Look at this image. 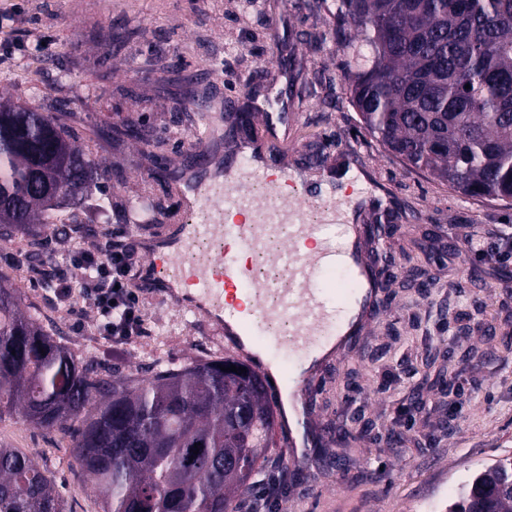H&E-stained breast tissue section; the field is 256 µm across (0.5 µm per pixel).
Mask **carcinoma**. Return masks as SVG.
Masks as SVG:
<instances>
[{
  "label": "carcinoma",
  "mask_w": 512,
  "mask_h": 512,
  "mask_svg": "<svg viewBox=\"0 0 512 512\" xmlns=\"http://www.w3.org/2000/svg\"><path fill=\"white\" fill-rule=\"evenodd\" d=\"M336 39L352 54L349 102L371 138L408 170L512 205V0H336ZM107 180L49 113L0 104V238L39 235L49 195ZM230 365L244 363L103 375L23 310L0 272V415L68 436L102 512H231L271 454L274 414L259 376ZM510 477L505 455L448 512ZM0 512H66L38 462L2 443Z\"/></svg>",
  "instance_id": "obj_1"
}]
</instances>
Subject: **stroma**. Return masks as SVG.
<instances>
[{
	"instance_id": "1",
	"label": "stroma",
	"mask_w": 512,
	"mask_h": 512,
	"mask_svg": "<svg viewBox=\"0 0 512 512\" xmlns=\"http://www.w3.org/2000/svg\"><path fill=\"white\" fill-rule=\"evenodd\" d=\"M335 0H0V97L43 108L109 171L106 191L51 211L42 253L71 246L57 220L77 215L85 245L131 224L158 237L182 218L178 170L196 165L199 131L222 130L224 102L262 112L288 104V166L318 180L364 181L361 224L391 212L393 233L366 243L385 268L386 303L361 338L318 372L329 437L284 487L276 512H447L477 468L512 454V262L472 251L512 227V206L464 196L407 171L360 128L349 102V58L336 43ZM136 134H122L124 123ZM108 199L106 213L95 203ZM155 204L146 221L136 200ZM144 332L92 350L76 339L88 310L55 303L48 329L81 361L139 378L155 358L176 365L224 356L201 318L143 299ZM0 441L34 456L68 512H100L69 440L0 418Z\"/></svg>"
}]
</instances>
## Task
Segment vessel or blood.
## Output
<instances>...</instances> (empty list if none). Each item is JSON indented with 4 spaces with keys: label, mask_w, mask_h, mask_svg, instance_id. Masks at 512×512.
<instances>
[{
    "label": "vessel or blood",
    "mask_w": 512,
    "mask_h": 512,
    "mask_svg": "<svg viewBox=\"0 0 512 512\" xmlns=\"http://www.w3.org/2000/svg\"><path fill=\"white\" fill-rule=\"evenodd\" d=\"M287 131V113L267 112L254 134L236 137L233 152L223 155L220 191L211 186L210 167L214 155L223 154L221 141L213 135L199 141L201 165L182 174L187 186L182 208L207 210L208 223H182L167 237L136 241L142 257L134 278L139 293L203 317L223 341L225 352L247 361L261 376L266 364L257 359V352L276 347L311 353L321 348L332 324L340 326L338 343H352L379 297L380 273L361 243L365 226L345 225L342 245H320L313 238L315 225L306 222L312 210L318 215L317 225H335L347 199L312 191L305 178L291 180V194H282L276 175L283 170L282 136ZM252 174L262 180L263 193L252 191ZM204 237L217 244L207 255L195 248ZM244 253L263 257L278 279L261 282L253 264L241 262ZM338 268L358 285L341 313L332 305L324 280L327 272ZM274 322L291 326V337L270 336L268 327ZM316 375L315 366L304 369L293 386L294 413L277 427L294 466L309 461L312 448L328 436L316 428L310 401Z\"/></svg>",
    "instance_id": "vessel-or-blood-1"
}]
</instances>
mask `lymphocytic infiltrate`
<instances>
[{"label":"lymphocytic infiltrate","instance_id":"f902f5d3","mask_svg":"<svg viewBox=\"0 0 512 512\" xmlns=\"http://www.w3.org/2000/svg\"><path fill=\"white\" fill-rule=\"evenodd\" d=\"M130 225L115 229L110 240L93 248L68 250L54 270L55 293L60 301L88 304L102 335L126 342L138 336L144 315L134 287L140 255Z\"/></svg>","mask_w":512,"mask_h":512}]
</instances>
